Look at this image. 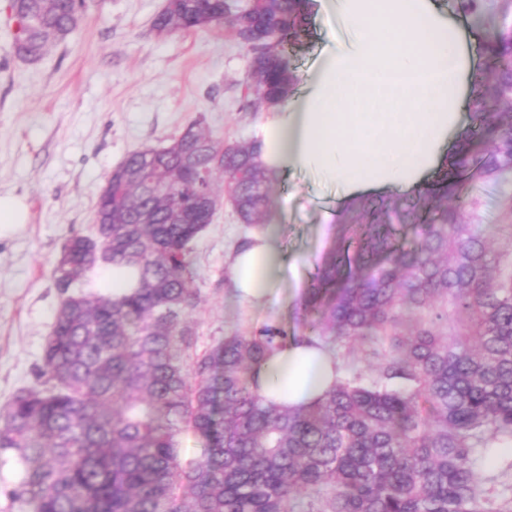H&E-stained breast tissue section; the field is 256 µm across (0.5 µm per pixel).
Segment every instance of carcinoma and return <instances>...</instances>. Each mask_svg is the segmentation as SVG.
Masks as SVG:
<instances>
[{
  "mask_svg": "<svg viewBox=\"0 0 512 512\" xmlns=\"http://www.w3.org/2000/svg\"><path fill=\"white\" fill-rule=\"evenodd\" d=\"M314 0H238L258 45L248 107L297 89L294 47ZM479 16L502 0H448ZM225 0H165L159 35L219 27ZM19 55L40 58L77 28L85 0H15ZM463 130L436 180L410 198H356L306 289L305 333L266 325L198 353L200 301L187 223L215 193L262 227L279 171L255 139L225 143L195 122L109 174L97 239L71 237L54 268L63 300L37 385L0 409V454L23 476L22 512H512V485L481 475V448L512 445V247L490 250L481 211L512 229V17L485 43ZM165 186L162 195L148 182ZM414 224L407 243L396 225ZM99 263L136 268L130 293L77 291ZM322 345L339 374L306 408L258 392L255 367L288 341ZM193 431L201 456L182 455Z\"/></svg>",
  "mask_w": 512,
  "mask_h": 512,
  "instance_id": "obj_1",
  "label": "carcinoma"
}]
</instances>
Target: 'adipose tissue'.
<instances>
[{
	"label": "adipose tissue",
	"mask_w": 512,
	"mask_h": 512,
	"mask_svg": "<svg viewBox=\"0 0 512 512\" xmlns=\"http://www.w3.org/2000/svg\"><path fill=\"white\" fill-rule=\"evenodd\" d=\"M356 36L330 52L306 92L289 101L261 133L277 168L314 167L346 196L398 187L411 192L441 162L449 137L465 127L463 84L478 61L477 39L435 0H330ZM233 286L259 303L283 271L274 236L260 230L229 259ZM334 359L300 342L279 347L258 369L261 393L304 407L328 389Z\"/></svg>",
	"instance_id": "ef3b65f1"
}]
</instances>
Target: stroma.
Here are the masks:
<instances>
[{
  "label": "stroma",
  "mask_w": 512,
  "mask_h": 512,
  "mask_svg": "<svg viewBox=\"0 0 512 512\" xmlns=\"http://www.w3.org/2000/svg\"><path fill=\"white\" fill-rule=\"evenodd\" d=\"M8 6L0 0V196L24 199L28 218L0 238V407L37 383L62 299L53 269L67 239L93 233L112 169L194 122L234 142L255 137L268 118L245 105L247 50L220 27L158 36L152 21L164 0H86L77 30L37 61L16 55ZM342 45L331 16L315 11L296 49L299 74L308 76L325 47ZM342 195L318 170L282 171L265 221L277 224L298 276L258 307L240 301L228 272L249 230L221 206L191 244L198 350L265 325L301 334L304 288L339 234Z\"/></svg>",
  "instance_id": "35a3bbf8"
}]
</instances>
